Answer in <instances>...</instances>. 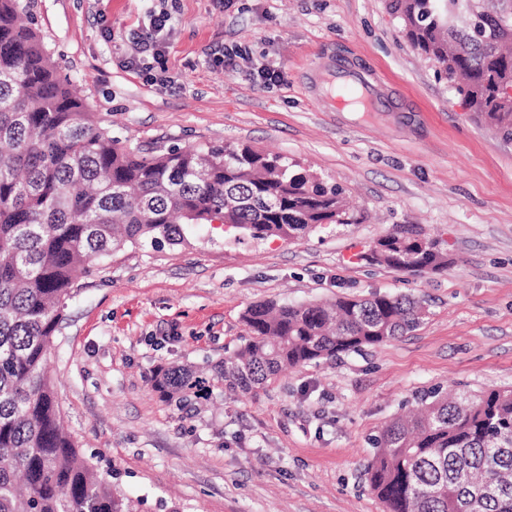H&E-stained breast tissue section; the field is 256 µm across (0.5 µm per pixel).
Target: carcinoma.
<instances>
[{"instance_id": "1", "label": "carcinoma", "mask_w": 512, "mask_h": 512, "mask_svg": "<svg viewBox=\"0 0 512 512\" xmlns=\"http://www.w3.org/2000/svg\"><path fill=\"white\" fill-rule=\"evenodd\" d=\"M411 46L477 119L512 141V0H390ZM214 218L254 240L298 241L361 223L343 189L250 145L153 151L122 143L60 72L25 0H0V512H143L110 469L80 454L46 362L67 301L99 259L176 248ZM358 259L420 274L448 268L437 241L400 224ZM427 315L411 294L257 303L247 336L211 368L248 393L291 367L375 348ZM191 367L154 389L180 402ZM362 477L386 512H512V388L434 391L369 438Z\"/></svg>"}]
</instances>
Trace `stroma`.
Wrapping results in <instances>:
<instances>
[{"instance_id":"1","label":"stroma","mask_w":512,"mask_h":512,"mask_svg":"<svg viewBox=\"0 0 512 512\" xmlns=\"http://www.w3.org/2000/svg\"><path fill=\"white\" fill-rule=\"evenodd\" d=\"M60 70L114 137L167 147L248 144L344 189L362 223L295 242L198 226L187 244L97 262L69 301L49 371L79 451L125 492L178 512H386L361 473L371 435L436 387H512V142L478 123L416 52L388 0H31ZM172 16L159 68L136 37ZM345 65L384 112L328 111L308 72ZM278 71L262 82L260 66ZM416 224L441 273L358 255ZM411 294L428 315L376 348L288 370L258 394L159 398L157 369L208 371L263 301Z\"/></svg>"}]
</instances>
